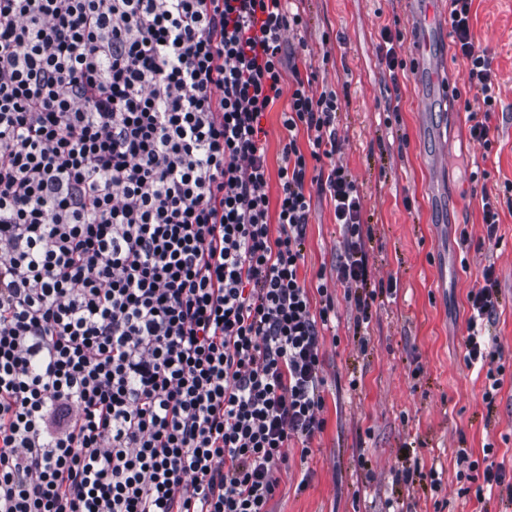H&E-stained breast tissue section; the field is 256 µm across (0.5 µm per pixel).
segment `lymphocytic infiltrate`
Wrapping results in <instances>:
<instances>
[{
  "label": "lymphocytic infiltrate",
  "mask_w": 512,
  "mask_h": 512,
  "mask_svg": "<svg viewBox=\"0 0 512 512\" xmlns=\"http://www.w3.org/2000/svg\"><path fill=\"white\" fill-rule=\"evenodd\" d=\"M296 2L0 0V512H267L285 445L309 455L332 307L299 279L306 180L344 228L337 280L367 266L336 92L287 61ZM471 2L449 21L490 107ZM483 280L471 365L494 355ZM288 104L287 98H281L263 119V127L267 132V161L270 172H277L280 152L287 141L288 132L282 126L281 112Z\"/></svg>",
  "instance_id": "obj_1"
}]
</instances>
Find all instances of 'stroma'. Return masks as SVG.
Here are the masks:
<instances>
[{"mask_svg":"<svg viewBox=\"0 0 512 512\" xmlns=\"http://www.w3.org/2000/svg\"><path fill=\"white\" fill-rule=\"evenodd\" d=\"M304 25L285 40L308 91L335 90L336 156L355 182L368 235L367 288L338 282L343 237L328 196L313 193L299 276L326 281L336 318L320 340L325 421L302 457L285 448L271 512H512V0H472L474 40L491 61L497 103L486 109L453 44L442 73L455 102L390 72L383 29L410 35L406 0H302ZM488 142L471 137L475 123ZM498 212L495 232L484 200ZM493 269L499 306L486 329L494 358L465 361L468 294ZM373 292L358 326L356 297ZM502 386L486 399L487 373ZM491 454H484L485 446ZM467 454L468 463L458 460ZM503 485L484 492L487 465ZM413 470L412 482L401 478ZM437 470L439 485L429 472Z\"/></svg>","mask_w":512,"mask_h":512,"instance_id":"1","label":"stroma"}]
</instances>
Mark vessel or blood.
<instances>
[{"label": "vessel or blood", "mask_w": 512, "mask_h": 512, "mask_svg": "<svg viewBox=\"0 0 512 512\" xmlns=\"http://www.w3.org/2000/svg\"><path fill=\"white\" fill-rule=\"evenodd\" d=\"M415 17L412 34L411 55L415 75H428L432 80L431 89L446 98H453L456 87L442 81L441 64L431 53L433 44L441 40L444 26L437 13L434 0H409Z\"/></svg>", "instance_id": "1"}]
</instances>
